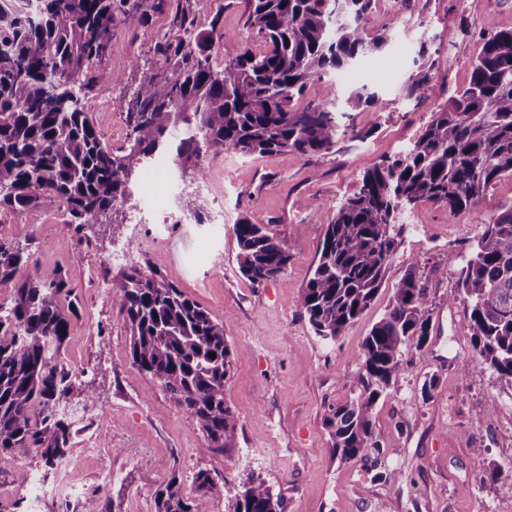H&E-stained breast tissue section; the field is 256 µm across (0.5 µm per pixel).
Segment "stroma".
Wrapping results in <instances>:
<instances>
[{"mask_svg": "<svg viewBox=\"0 0 512 512\" xmlns=\"http://www.w3.org/2000/svg\"><path fill=\"white\" fill-rule=\"evenodd\" d=\"M246 17V0H224V26L235 38L216 43L217 62L261 48ZM373 27L389 29L390 45L338 76L336 96L365 85L387 100L385 111L371 118L353 112L357 136H344L330 152L209 155L208 188L190 202L197 223L168 227L160 243L131 251L128 262L108 260L128 243L126 208L78 233L55 220L51 204L31 215L0 211L12 239L29 247L27 274L49 278L62 271L69 278L75 316L64 354L94 400L86 406L77 392L71 405L100 418L90 441L82 421L73 420L70 448L51 474H43L37 449L17 452L21 468L45 481L32 502L19 495L13 471L0 470V512H84L91 496L99 512H155L161 486L175 476L184 495H194L193 476L201 469L224 483L213 512H234L251 474L280 496L283 512H512V497L498 491L512 477V390L476 354L463 303L448 302L470 244L486 219L512 201V177L490 186L468 214L431 203L406 210L407 229L374 304L336 342L317 336L298 305L331 208L356 189L367 168L402 151L443 96L468 81L483 37L512 28V0H375ZM424 40L437 51L432 76L440 94L416 102L404 97L402 83ZM146 41L142 29L119 25L108 65L122 81L86 100L116 151L130 137L125 95L144 73L130 66V53ZM244 217L272 225L287 243L291 260L282 278L255 287L240 274L233 226ZM414 262L435 300L431 336L423 349L407 351L405 373L373 409L375 430L391 453L381 472H370L336 459L325 418L359 395L363 339ZM130 263L168 273L223 322L234 358L224 397L237 418L235 448L205 452L196 423L133 365L110 293ZM432 375L439 386L426 399L421 387ZM492 396L498 407L491 413Z\"/></svg>", "mask_w": 512, "mask_h": 512, "instance_id": "1", "label": "stroma"}]
</instances>
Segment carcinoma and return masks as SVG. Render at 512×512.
<instances>
[{
	"label": "carcinoma",
	"instance_id": "carcinoma-1",
	"mask_svg": "<svg viewBox=\"0 0 512 512\" xmlns=\"http://www.w3.org/2000/svg\"><path fill=\"white\" fill-rule=\"evenodd\" d=\"M249 2L247 25L263 35V49L217 66L215 40L228 43L234 35L221 11L202 25L193 0H0V209L33 214L57 201L70 216L64 227L79 229L123 204L134 173L167 149L181 169L200 177L204 158L223 148L258 157L331 151L347 131L325 77L345 74L390 43L389 30L372 32L374 0ZM158 11L167 12V31L150 38L156 68L129 91L131 139L116 155L84 100L97 87L121 82L106 65L116 25L147 30ZM413 65L406 96H435L427 43ZM315 82L324 83L323 98L307 102ZM347 104L372 113L387 108L365 86ZM505 175H512V28L483 40L469 81L394 159L366 169L357 190L332 211L298 300L315 333L334 341L371 308L405 231L398 223L403 209L434 203L453 215L471 212ZM233 233L239 271L251 284L286 271L291 254L271 225L243 218ZM30 257L0 232V283L18 277ZM69 293L60 272L23 277L12 305L0 310V461L39 448L48 474L72 438L63 414L76 377L63 354L72 328L63 306ZM459 299L475 351L512 388V205L484 222L464 257L448 303ZM113 303L124 315L133 365L196 422L208 441L201 452L236 447L237 420L224 399L234 370L224 324L171 276L137 266L123 271ZM432 306L427 278L413 262L364 340L363 391L325 419L340 461L378 462L383 446L372 409L405 371V351L426 345ZM194 482L197 497L190 500L171 478L156 492V512H211L224 485L204 469ZM281 510V499L252 475L234 507Z\"/></svg>",
	"mask_w": 512,
	"mask_h": 512
}]
</instances>
